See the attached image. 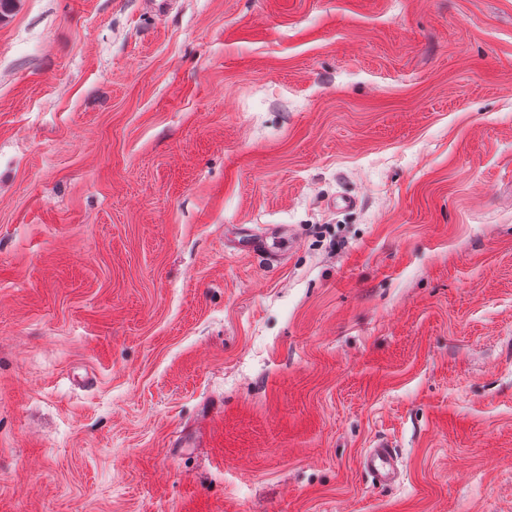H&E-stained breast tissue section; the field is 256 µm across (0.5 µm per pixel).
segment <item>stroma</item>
I'll use <instances>...</instances> for the list:
<instances>
[{"label":"stroma","mask_w":512,"mask_h":512,"mask_svg":"<svg viewBox=\"0 0 512 512\" xmlns=\"http://www.w3.org/2000/svg\"><path fill=\"white\" fill-rule=\"evenodd\" d=\"M0 512H512V0H17ZM364 467L378 486H387L397 478V463L394 451L386 443H378L364 458Z\"/></svg>","instance_id":"1"}]
</instances>
